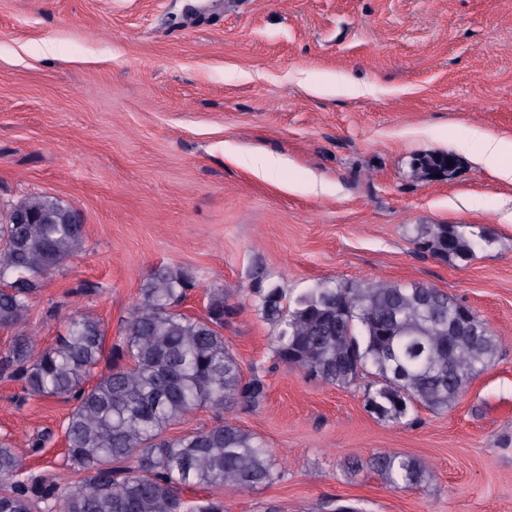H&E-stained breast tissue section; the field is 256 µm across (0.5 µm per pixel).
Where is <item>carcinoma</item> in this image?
Listing matches in <instances>:
<instances>
[{"label":"carcinoma","instance_id":"carcinoma-1","mask_svg":"<svg viewBox=\"0 0 512 512\" xmlns=\"http://www.w3.org/2000/svg\"><path fill=\"white\" fill-rule=\"evenodd\" d=\"M450 163L455 157L444 153L415 159L422 170ZM24 205L43 223L0 222V329L15 331L0 372L20 382L22 402L35 396L73 403L64 426L66 460L82 477L66 486L48 472H29L1 440L0 478L10 484L0 491V512H224V492L280 478L284 470L266 444L230 420L166 434L201 407L254 408L267 396L264 378L245 376L224 341V314L237 313L224 289L209 290L205 315L184 314L178 307L194 284L160 266L147 275L112 341L100 319L78 313L54 344L37 349L36 333L24 330L31 299L83 250L85 230L48 195L29 196ZM413 242L443 259L468 261L492 237L469 224H423ZM252 306L277 330L278 362L336 386L374 377L366 404L392 423L419 406L453 407L499 350L489 327L473 336V326L454 324L462 304L427 284L382 279L351 288L331 281L290 299L271 284L255 289ZM103 363L107 372L88 385ZM373 466L394 489L417 486L427 474L420 459L401 452L379 455Z\"/></svg>","mask_w":512,"mask_h":512}]
</instances>
